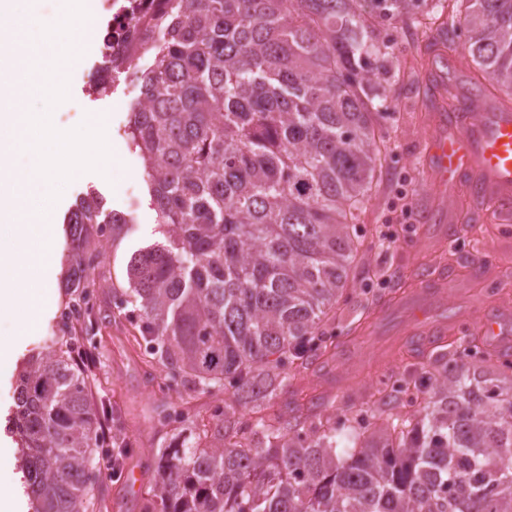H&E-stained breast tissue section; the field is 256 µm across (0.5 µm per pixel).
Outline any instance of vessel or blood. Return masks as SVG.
Masks as SVG:
<instances>
[{
	"label": "vessel or blood",
	"instance_id": "vessel-or-blood-1",
	"mask_svg": "<svg viewBox=\"0 0 512 512\" xmlns=\"http://www.w3.org/2000/svg\"><path fill=\"white\" fill-rule=\"evenodd\" d=\"M429 159L442 187L456 190L460 176L478 171L501 209L512 214V112H465L451 129L442 130L432 141ZM413 333H423L429 324L430 310L423 296L406 300ZM483 336L498 347L512 346V315L484 318L479 322Z\"/></svg>",
	"mask_w": 512,
	"mask_h": 512
}]
</instances>
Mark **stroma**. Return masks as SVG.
<instances>
[{
	"mask_svg": "<svg viewBox=\"0 0 512 512\" xmlns=\"http://www.w3.org/2000/svg\"><path fill=\"white\" fill-rule=\"evenodd\" d=\"M106 35L105 20H98L87 36L89 46L81 62L69 73L71 94L55 108L53 124L69 131L88 115H99L107 138L120 147L121 154L109 177L87 172L64 187L50 226L46 285L51 300L37 324L17 336L13 366L0 373V450L9 457L0 469V481L13 490V512L29 510L23 474L14 461L17 438L6 429L14 409L17 367L43 349L55 328L64 298L63 222L88 188L102 193L108 209L133 218L130 235L119 248H103L95 272L99 331L94 339L97 364L92 400L99 414L112 415L113 434L130 447L119 467L94 481L93 512H142L153 482L156 450L174 433L173 428L158 426L159 411L185 406L192 419L205 421L225 399L224 394L193 392L178 383L167 391H155V383L167 371L144 356L136 322L113 303L112 288L125 285L130 254L153 243L158 235L142 161L124 135L139 89L119 75L109 95L89 92L87 63L98 58ZM392 36L397 79L390 92L392 107L381 122L383 134L390 139L391 156L379 181L373 182L356 226L362 245L348 268L347 290L322 325L334 344L293 384L299 401H320L324 415L369 410L395 371L420 365L421 353L429 345L407 338L410 318L404 309L384 314L390 301L424 288L436 289L432 311L454 312L445 334L438 338L442 344L476 335L481 316L512 308V219H503L489 200L473 195L475 174H463L457 192L445 195L426 155L450 107L466 100L477 112L512 109V96L488 86L463 40H455L448 49L439 32L426 34L407 23L398 24Z\"/></svg>",
	"mask_w": 512,
	"mask_h": 512,
	"instance_id": "stroma-1",
	"label": "stroma"
}]
</instances>
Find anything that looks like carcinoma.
Masks as SVG:
<instances>
[{
    "instance_id": "1",
    "label": "carcinoma",
    "mask_w": 512,
    "mask_h": 512,
    "mask_svg": "<svg viewBox=\"0 0 512 512\" xmlns=\"http://www.w3.org/2000/svg\"><path fill=\"white\" fill-rule=\"evenodd\" d=\"M445 0H158L137 18L112 73L140 95L125 129L143 162L162 240L131 254L128 287L146 352L183 386L232 389L255 414L211 424L157 449L143 512H512V353L474 368L453 349L397 379L372 419L340 445L319 403L271 415L326 337L325 307L345 291L358 211L382 166L379 120L395 82L386 27L420 23ZM461 32L489 84L512 89V0H459ZM149 58L144 68L140 61ZM91 190L64 219L68 299L47 351L16 378L10 431L30 512H88L106 438L71 317L95 285V259L133 219ZM426 392L424 406L414 405Z\"/></svg>"
}]
</instances>
